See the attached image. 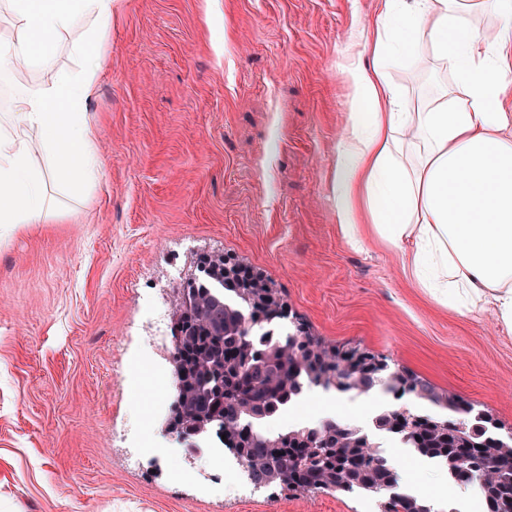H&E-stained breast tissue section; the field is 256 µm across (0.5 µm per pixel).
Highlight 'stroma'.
Returning <instances> with one entry per match:
<instances>
[{"label": "stroma", "instance_id": "1", "mask_svg": "<svg viewBox=\"0 0 512 512\" xmlns=\"http://www.w3.org/2000/svg\"><path fill=\"white\" fill-rule=\"evenodd\" d=\"M379 0H113L109 60L86 103L98 179L48 182L66 211L0 242V512H379L339 492H250L239 468L187 454L164 431L170 361L145 336L170 315L174 272L225 252L264 272L324 338L355 341L512 428V332L414 286L399 249L349 245L331 184L368 64ZM94 17L59 35L53 66L16 65L12 90L80 71ZM397 109L452 82L420 37L391 61ZM380 393L337 395L369 427ZM408 492L433 504L469 492L445 468L376 435Z\"/></svg>", "mask_w": 512, "mask_h": 512}]
</instances>
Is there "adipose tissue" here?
Listing matches in <instances>:
<instances>
[{"mask_svg":"<svg viewBox=\"0 0 512 512\" xmlns=\"http://www.w3.org/2000/svg\"><path fill=\"white\" fill-rule=\"evenodd\" d=\"M10 2L21 29L0 38L1 79L19 61L50 68L54 39L82 16L98 29L79 49L77 79L12 97V129L0 131V240L58 221L43 194L48 180L80 188L97 178V129L85 103L107 63L112 23V0ZM480 13L498 20L487 44L473 24ZM368 31L371 63L349 71L353 109L336 156L339 229L353 245L363 222L392 247L410 242L402 256L417 287L462 315L494 309L512 330V0H380ZM424 32L453 87L420 111H395L389 63ZM33 127L41 143L28 139Z\"/></svg>","mask_w":512,"mask_h":512,"instance_id":"adipose-tissue-1","label":"adipose tissue"}]
</instances>
